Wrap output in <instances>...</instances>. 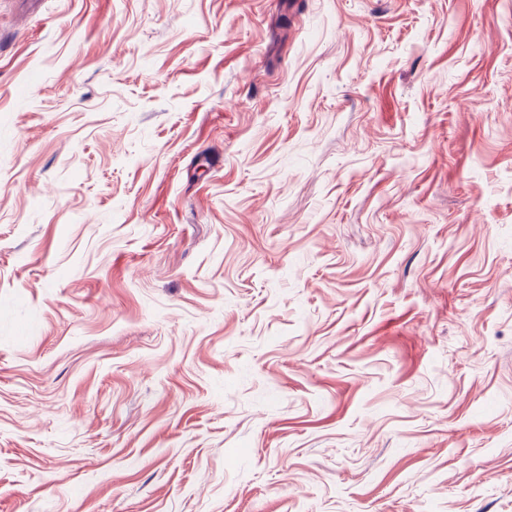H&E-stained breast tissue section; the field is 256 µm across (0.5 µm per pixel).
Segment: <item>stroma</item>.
Wrapping results in <instances>:
<instances>
[{
  "instance_id": "35a3bbf8",
  "label": "stroma",
  "mask_w": 512,
  "mask_h": 512,
  "mask_svg": "<svg viewBox=\"0 0 512 512\" xmlns=\"http://www.w3.org/2000/svg\"><path fill=\"white\" fill-rule=\"evenodd\" d=\"M0 512H512V0H0Z\"/></svg>"
}]
</instances>
